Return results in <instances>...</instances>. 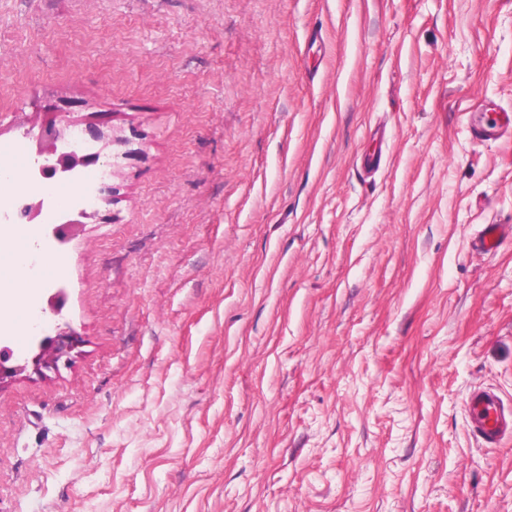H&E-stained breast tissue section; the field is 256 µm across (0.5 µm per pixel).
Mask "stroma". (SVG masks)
<instances>
[{
	"mask_svg": "<svg viewBox=\"0 0 512 512\" xmlns=\"http://www.w3.org/2000/svg\"><path fill=\"white\" fill-rule=\"evenodd\" d=\"M512 0H0V144L133 138L29 306L69 366L0 387V512H512ZM365 152L374 178L356 166ZM512 128V114L499 112L496 122L478 123L473 126L474 137L478 141H489L501 139ZM507 238H512V228L506 231L505 224H486L470 243L472 253L490 255L499 251ZM471 426L485 446L495 447L512 433V407L493 390H478L468 398Z\"/></svg>",
	"mask_w": 512,
	"mask_h": 512,
	"instance_id": "35a3bbf8",
	"label": "stroma"
}]
</instances>
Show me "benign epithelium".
I'll return each instance as SVG.
<instances>
[{
    "label": "benign epithelium",
    "instance_id": "7a95c632",
    "mask_svg": "<svg viewBox=\"0 0 512 512\" xmlns=\"http://www.w3.org/2000/svg\"><path fill=\"white\" fill-rule=\"evenodd\" d=\"M38 116V132L28 128L24 135L33 153L34 168L49 177L68 176L82 168L98 166L107 143H125L124 138L109 136L91 123L80 130L65 125L61 113L52 109H46ZM85 134L100 144V148L89 150L85 146ZM44 204L45 199L40 194L28 199L20 219L28 224L39 223ZM31 332L34 350L26 357H16L10 348L0 347V385L29 368L36 373L59 369L60 364L71 361L72 352L81 344L80 334L68 324L47 326L37 320L32 324Z\"/></svg>",
    "mask_w": 512,
    "mask_h": 512
}]
</instances>
